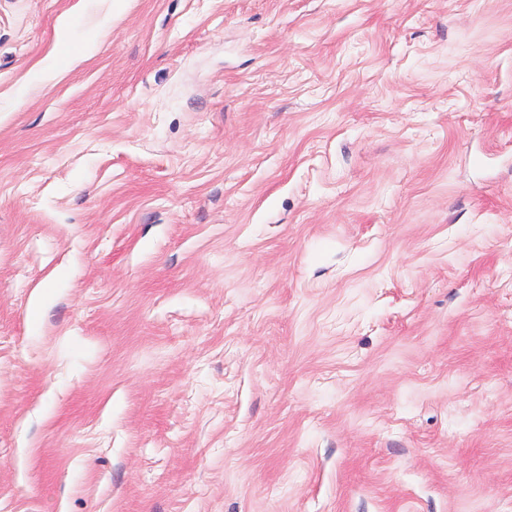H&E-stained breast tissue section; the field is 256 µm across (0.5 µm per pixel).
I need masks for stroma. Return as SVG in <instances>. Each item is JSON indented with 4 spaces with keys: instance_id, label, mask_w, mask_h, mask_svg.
Masks as SVG:
<instances>
[{
    "instance_id": "1",
    "label": "stroma",
    "mask_w": 512,
    "mask_h": 512,
    "mask_svg": "<svg viewBox=\"0 0 512 512\" xmlns=\"http://www.w3.org/2000/svg\"><path fill=\"white\" fill-rule=\"evenodd\" d=\"M0 512H512V0H0ZM57 55V47H53L44 58L38 60L32 65L30 69V76L40 81L57 76L60 72L55 65Z\"/></svg>"
}]
</instances>
